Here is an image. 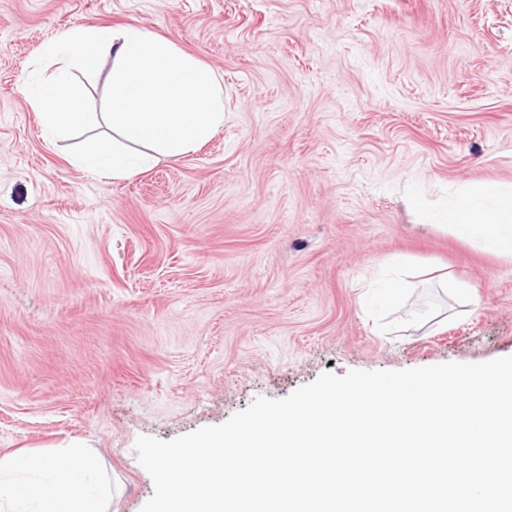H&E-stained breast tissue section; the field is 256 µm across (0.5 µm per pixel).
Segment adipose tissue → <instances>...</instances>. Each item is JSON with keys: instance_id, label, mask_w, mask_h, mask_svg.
I'll return each instance as SVG.
<instances>
[{"instance_id": "ef3b65f1", "label": "adipose tissue", "mask_w": 512, "mask_h": 512, "mask_svg": "<svg viewBox=\"0 0 512 512\" xmlns=\"http://www.w3.org/2000/svg\"><path fill=\"white\" fill-rule=\"evenodd\" d=\"M412 206L422 209L417 200ZM422 211L425 223L452 225L485 250L512 254V186H467L449 199L447 207ZM31 466L30 458L22 455L0 460V502L30 499L37 505L36 512H107L103 487L90 482L96 463L83 449H70L65 464L52 465L48 482L9 479V472Z\"/></svg>"}]
</instances>
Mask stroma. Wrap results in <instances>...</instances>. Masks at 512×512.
<instances>
[{
  "label": "stroma",
  "mask_w": 512,
  "mask_h": 512,
  "mask_svg": "<svg viewBox=\"0 0 512 512\" xmlns=\"http://www.w3.org/2000/svg\"><path fill=\"white\" fill-rule=\"evenodd\" d=\"M130 23L223 80L224 124L96 178L26 82L59 33ZM469 182L512 186V0H0V457L82 447L109 512H141L139 435L327 370L512 356V257L409 203Z\"/></svg>",
  "instance_id": "35a3bbf8"
}]
</instances>
